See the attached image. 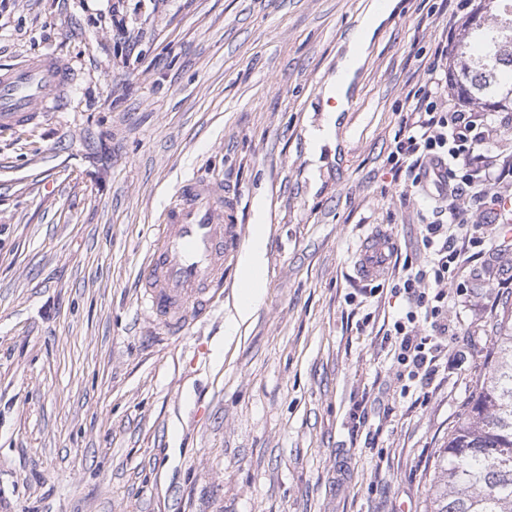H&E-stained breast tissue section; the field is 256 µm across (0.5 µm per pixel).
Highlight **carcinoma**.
Masks as SVG:
<instances>
[{
    "mask_svg": "<svg viewBox=\"0 0 512 512\" xmlns=\"http://www.w3.org/2000/svg\"><path fill=\"white\" fill-rule=\"evenodd\" d=\"M453 74L468 101L512 109V0H480L452 44ZM488 371L439 449L426 512H512V309L497 319Z\"/></svg>",
    "mask_w": 512,
    "mask_h": 512,
    "instance_id": "carcinoma-1",
    "label": "carcinoma"
}]
</instances>
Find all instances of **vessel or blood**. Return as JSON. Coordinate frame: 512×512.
I'll list each match as a JSON object with an SVG mask.
<instances>
[{
	"instance_id": "obj_1",
	"label": "vessel or blood",
	"mask_w": 512,
	"mask_h": 512,
	"mask_svg": "<svg viewBox=\"0 0 512 512\" xmlns=\"http://www.w3.org/2000/svg\"><path fill=\"white\" fill-rule=\"evenodd\" d=\"M77 80L68 62L53 54L27 58L0 72V125L31 122L36 113L60 111ZM236 193L223 181L183 180L163 212L160 240L140 274L141 297L151 315L175 327L206 314L224 275L234 267L240 237ZM393 238L375 231L363 239L356 268L364 279L382 277Z\"/></svg>"
}]
</instances>
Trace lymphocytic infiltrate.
Masks as SVG:
<instances>
[{"mask_svg": "<svg viewBox=\"0 0 512 512\" xmlns=\"http://www.w3.org/2000/svg\"><path fill=\"white\" fill-rule=\"evenodd\" d=\"M456 28L443 30L423 83L409 92L407 108L388 155L394 178L420 186L429 165L443 166L431 197L432 218L422 227L424 264H404L394 285L407 306L381 326V343L393 348L399 380L427 389L439 372L441 339L448 333V279L469 248L485 243L488 224L512 221L500 185H512V153L502 141L512 117L468 108L444 82Z\"/></svg>", "mask_w": 512, "mask_h": 512, "instance_id": "lymphocytic-infiltrate-1", "label": "lymphocytic infiltrate"}]
</instances>
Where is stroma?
<instances>
[{
  "instance_id": "stroma-1",
  "label": "stroma",
  "mask_w": 512,
  "mask_h": 512,
  "mask_svg": "<svg viewBox=\"0 0 512 512\" xmlns=\"http://www.w3.org/2000/svg\"><path fill=\"white\" fill-rule=\"evenodd\" d=\"M371 2L0 0V69L53 53L78 74L63 111L0 127V512H425L512 302V236L449 280L447 369L402 395L378 335L397 271L364 281L355 253L382 229L423 257L429 206L388 155L450 9L398 0L326 111ZM193 176L237 188L241 244L267 228L266 292L230 339L232 279L177 334L139 302Z\"/></svg>"
}]
</instances>
